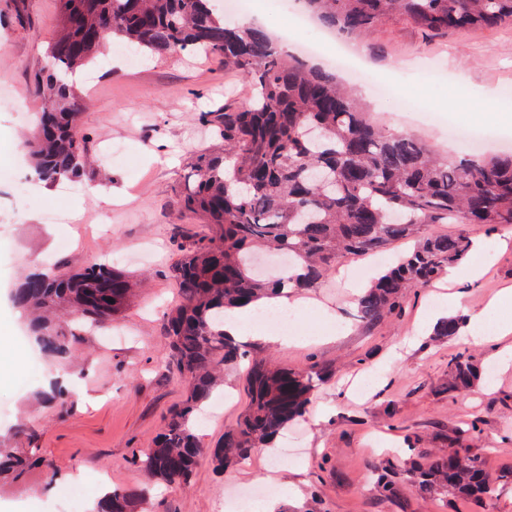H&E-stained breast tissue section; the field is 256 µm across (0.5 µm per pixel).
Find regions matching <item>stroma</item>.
<instances>
[{
	"mask_svg": "<svg viewBox=\"0 0 512 512\" xmlns=\"http://www.w3.org/2000/svg\"><path fill=\"white\" fill-rule=\"evenodd\" d=\"M58 23V0H0V92L7 99L0 105V331L27 362L25 373L0 381V410L7 414L0 446L26 448L40 459L17 478L0 480V512H68L71 500L86 508L112 490L143 493L142 512H224L229 487L270 481L297 490L275 512H512V484L478 501L424 495L403 478L390 496L377 487L379 465L441 451L473 418L480 432L469 440L471 453L492 472L512 470V369L503 370L491 348L430 340L440 316L482 311L490 325L512 321V312L485 310L496 293L512 288L508 225H438L439 233L481 240L466 259L481 268L479 279L452 287L442 278L414 289L400 315L370 327L355 320L354 299L384 265L343 260L307 292L320 308L301 311L295 332L311 344L251 343L277 366L336 372L314 393L306 415L289 424L293 455L277 465L256 448L222 470L204 455L190 482L146 485L140 456L187 394L165 335L175 301L168 268L183 233L207 232L181 218L177 194L192 157L218 147L200 113L244 104L250 88L217 57L142 58L108 45L76 80L85 103L81 125L98 165L76 181L75 192L57 185L26 191V138L34 127L25 115L41 109L35 80L51 70L48 47ZM358 46L368 68L394 83L385 97L357 88L377 122L416 133L451 156L461 148L449 140L448 122L485 126L500 134L492 151L512 153V124L501 105L503 90H512V25L463 29L439 40L393 20ZM78 206L79 223L45 219ZM106 254L132 276L133 296L112 322L76 343L73 363L48 360L22 333L11 289L29 268L55 260L77 268ZM459 354L474 357L481 377L470 391L452 393L448 364ZM62 375L74 400L66 409L44 396L46 382ZM249 402L243 369L225 370L222 389L207 404L217 418L191 419L202 444L222 440ZM48 465L55 481L45 477Z\"/></svg>",
	"mask_w": 512,
	"mask_h": 512,
	"instance_id": "35a3bbf8",
	"label": "stroma"
}]
</instances>
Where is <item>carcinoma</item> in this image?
Here are the masks:
<instances>
[{
    "instance_id": "carcinoma-1",
    "label": "carcinoma",
    "mask_w": 512,
    "mask_h": 512,
    "mask_svg": "<svg viewBox=\"0 0 512 512\" xmlns=\"http://www.w3.org/2000/svg\"><path fill=\"white\" fill-rule=\"evenodd\" d=\"M326 27L366 38L390 19L405 20L431 36L452 29L512 24V0H303ZM119 42L158 56L176 51L224 59L247 78L245 105L201 114L219 149L197 155L180 191L183 216L209 233L187 234L170 268L177 302L168 315L169 347L188 393L174 408L153 448L141 460L148 477L184 484L207 449L190 424L219 385L226 367L249 360L250 404L209 451L224 468L269 448L288 423L304 416L329 370L275 368L249 357L224 336V312L260 303L284 290L318 287L342 258H366L415 241L413 250L371 281L355 300L356 320L374 325L399 312L413 289L466 260L472 240L448 236L437 224H512V155L442 157L419 137L374 123L367 106L335 76L278 47L264 29L242 27L218 14L211 0H59V31L49 47L55 73L37 86L44 104L29 143L34 177L47 185L85 176L91 168L81 100L65 75ZM260 251L288 256V266L266 274L253 267ZM132 283L106 261L68 272L34 271L11 292L31 315L29 331L49 358L71 355L76 334L57 321L71 308L92 324L118 315ZM114 302H108V299ZM459 318L441 319L437 338L461 331ZM477 363L450 361L448 391L479 379ZM27 456L0 448V473L17 474ZM403 476L423 494L445 492L480 499L502 476L480 457L452 444L399 471L380 468L378 486L389 496ZM101 512H139L140 497L114 490Z\"/></svg>"
}]
</instances>
